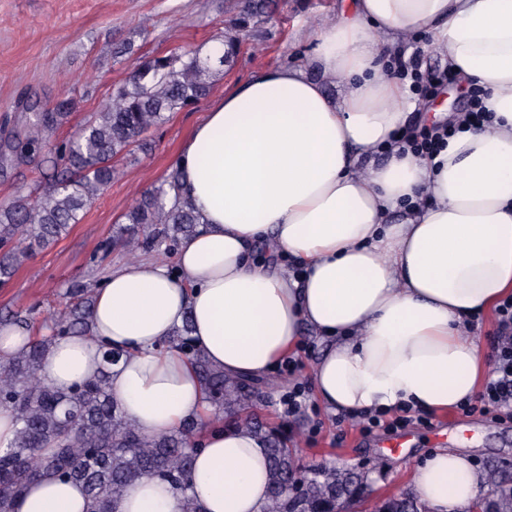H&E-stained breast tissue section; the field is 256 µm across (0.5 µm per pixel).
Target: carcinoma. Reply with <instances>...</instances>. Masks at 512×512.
Wrapping results in <instances>:
<instances>
[{"label":"carcinoma","instance_id":"carcinoma-1","mask_svg":"<svg viewBox=\"0 0 512 512\" xmlns=\"http://www.w3.org/2000/svg\"><path fill=\"white\" fill-rule=\"evenodd\" d=\"M267 0H243L222 35L224 52L217 58L186 51L157 56L137 64L129 79L112 88L100 111L72 137L47 142L68 119L74 101L63 97L54 110L32 112L27 129L4 141V156L17 164L46 154L53 175L33 196L20 187L0 202V285L7 284L33 251L51 246L80 222L84 211L116 174L115 160L146 147L144 135L206 96L216 68L234 59L242 36L263 17ZM182 173L173 168L152 190L143 193L126 214L128 226L110 238L108 254L120 246L134 251L145 245L164 253L197 229L193 208L180 201ZM75 302L67 306L52 332L34 339L25 351L0 364V404H9L19 425L13 445L0 450V512H14L13 503L33 482L53 477L85 491L86 512H117L124 489L142 478H157L181 492V512H201L191 494L197 442L204 429L195 420L173 431L149 435L125 416L112 397L108 379L122 352L102 348L99 376L68 391L39 378L46 350L58 338L90 332L91 287L71 286ZM164 346L190 358L208 403L227 414L228 425L243 426L267 442L270 479L265 512H334L336 500L364 495L361 476L348 467L300 466L287 439L258 424L239 419L255 391L241 378L212 368L195 348L190 321L176 329ZM301 478L303 494L295 498L289 485ZM372 512H431L412 494L393 496Z\"/></svg>","mask_w":512,"mask_h":512}]
</instances>
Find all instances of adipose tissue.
Masks as SVG:
<instances>
[{
	"mask_svg": "<svg viewBox=\"0 0 512 512\" xmlns=\"http://www.w3.org/2000/svg\"><path fill=\"white\" fill-rule=\"evenodd\" d=\"M425 32L462 84L481 86L492 124L456 133L435 157L395 144L418 108L386 50ZM304 63L238 84L191 130L175 162L198 219L176 267L135 259L106 276L92 333L59 338L39 375L67 390L94 378L101 347L123 353L110 389L141 431L202 418L191 361L161 344L190 321L228 376L259 377L306 332L326 339L316 396L351 415L410 404L445 413L475 396L487 357L466 317L512 297V0H352L317 27ZM272 243L276 257L254 248ZM269 465L248 429L212 426L194 462L202 512H263ZM482 477L436 450L410 485L431 512H473ZM169 483L128 486L118 512H180ZM75 483L31 485L14 512H85Z\"/></svg>",
	"mask_w": 512,
	"mask_h": 512,
	"instance_id": "adipose-tissue-1",
	"label": "adipose tissue"
}]
</instances>
